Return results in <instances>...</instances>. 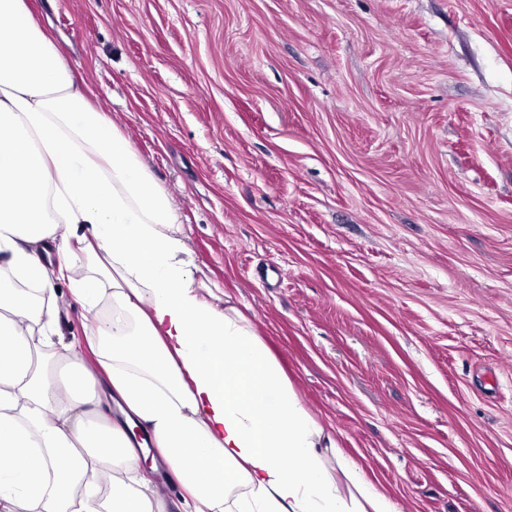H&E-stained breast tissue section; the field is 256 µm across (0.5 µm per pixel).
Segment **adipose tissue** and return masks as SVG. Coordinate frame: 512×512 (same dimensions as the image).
<instances>
[{
	"label": "adipose tissue",
	"mask_w": 512,
	"mask_h": 512,
	"mask_svg": "<svg viewBox=\"0 0 512 512\" xmlns=\"http://www.w3.org/2000/svg\"><path fill=\"white\" fill-rule=\"evenodd\" d=\"M179 220L26 0H0V512H168L148 457L186 512H398L238 308L207 300ZM58 279L95 364L44 363Z\"/></svg>",
	"instance_id": "adipose-tissue-1"
}]
</instances>
